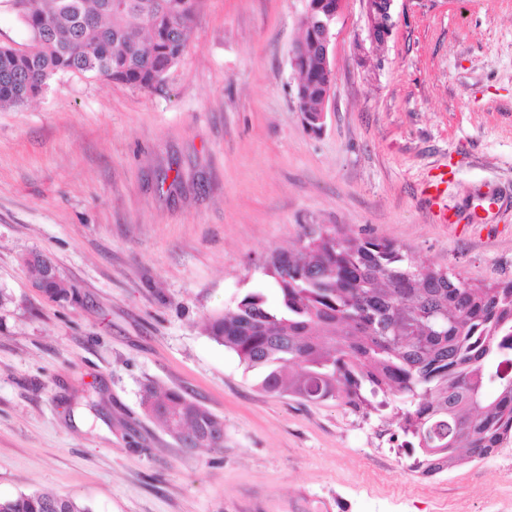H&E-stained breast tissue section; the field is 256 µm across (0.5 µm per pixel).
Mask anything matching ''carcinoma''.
Masks as SVG:
<instances>
[{
  "label": "carcinoma",
  "mask_w": 512,
  "mask_h": 512,
  "mask_svg": "<svg viewBox=\"0 0 512 512\" xmlns=\"http://www.w3.org/2000/svg\"><path fill=\"white\" fill-rule=\"evenodd\" d=\"M28 34L25 48L0 44V108L21 107L60 76L79 73L150 90L187 48L202 0H4ZM329 82L311 62L295 97L309 129ZM267 285L210 316L205 332L250 368L269 394L339 400L362 412L401 398L404 446L413 468L434 475L512 438V280L476 284L416 263L401 247L311 224L295 251L261 264ZM140 405L186 448L224 420L183 393L143 385ZM0 512H92L80 501L33 491L0 498Z\"/></svg>",
  "instance_id": "cac0c4a2"
}]
</instances>
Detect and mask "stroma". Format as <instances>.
Masks as SVG:
<instances>
[{"mask_svg":"<svg viewBox=\"0 0 512 512\" xmlns=\"http://www.w3.org/2000/svg\"><path fill=\"white\" fill-rule=\"evenodd\" d=\"M303 0H203L151 90L68 74L0 110V497L92 512H512V440L427 477L399 402L364 415L270 395L205 319L307 224L390 239L471 282L512 280V0H395L359 56L361 0L334 27L323 132L290 51ZM447 178L453 224L426 180ZM75 298L31 286L29 252ZM183 391L224 420L187 449L140 405ZM0 512H92L85 504L68 496L33 491L0 498Z\"/></svg>","mask_w":512,"mask_h":512,"instance_id":"1","label":"stroma"}]
</instances>
